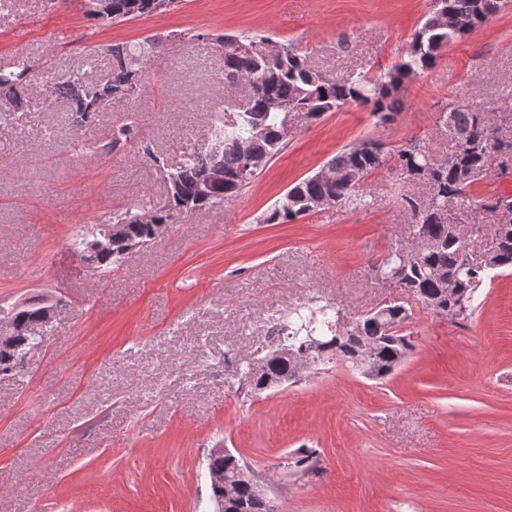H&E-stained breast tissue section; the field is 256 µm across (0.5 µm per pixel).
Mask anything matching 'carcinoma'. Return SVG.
I'll return each mask as SVG.
<instances>
[{"instance_id":"obj_1","label":"carcinoma","mask_w":512,"mask_h":512,"mask_svg":"<svg viewBox=\"0 0 512 512\" xmlns=\"http://www.w3.org/2000/svg\"><path fill=\"white\" fill-rule=\"evenodd\" d=\"M111 12L97 16L103 23L123 22L157 14L175 7L178 0H111ZM501 0H432V8L416 30L403 59L391 69L370 77L349 73L330 79L311 65L308 54L292 43H277L278 55L239 50L227 36L213 38L224 56V86L236 92L235 108L224 107L229 116L212 129L203 146L187 155L184 162L166 172L167 196L163 205L147 212L126 211L113 217V223L125 224L136 243L147 246L155 240L153 226L175 224L182 217L200 210L206 202L200 187L207 180L211 153L219 151L224 164L225 195L238 194L251 184L285 148L290 115L302 112L317 120L327 112L345 105L365 108L377 123H392L401 111L404 81L432 68L440 51L483 26L497 12ZM168 38L151 37L136 45H115L110 49L112 73L102 81L84 78L78 65L68 80L50 87V93L66 100L76 121L84 126L106 110L114 100L134 98L145 80L146 66L164 50ZM34 69L22 62L12 68H0V116L27 106L23 93ZM446 122L439 127L455 143L464 139L469 147L436 158L421 138H411L388 149L376 140L379 154L366 151L360 141L338 151L325 166L339 180L324 182L309 175L293 184L266 214L268 224L293 223L314 213L311 202L326 198L330 206L354 207L364 200L366 179L387 165L406 181L428 185L427 195H402L403 206L413 216V237L418 244L396 242L373 271L417 295L435 313L461 322L474 313L473 298L478 283L494 271L512 270V223L497 225L493 251L477 257L466 243L465 233L454 219H464L461 202L469 190L483 178L495 174L492 158L504 150L512 153V125L491 117L483 105L458 108L448 103L443 108ZM122 253H108L86 259L96 272H109ZM338 310L325 305L284 328L289 346L310 345L308 366L295 373L291 359L272 354L247 365L241 380L255 391L266 383H297L318 366L337 361L352 369L368 361L376 378L391 375L411 350L408 339L400 335L406 319L405 309L395 303L384 307L383 314L359 319L342 336L332 331V319ZM45 346V341L30 334L14 340L13 351L0 346V374L9 375L20 368L16 358L22 353ZM321 457L314 450L297 456L293 467L304 473H316ZM241 460L211 449L206 456V477L211 500L224 496V481L235 485L234 494L224 512H277L276 505L257 498L248 482L236 478Z\"/></svg>"}]
</instances>
